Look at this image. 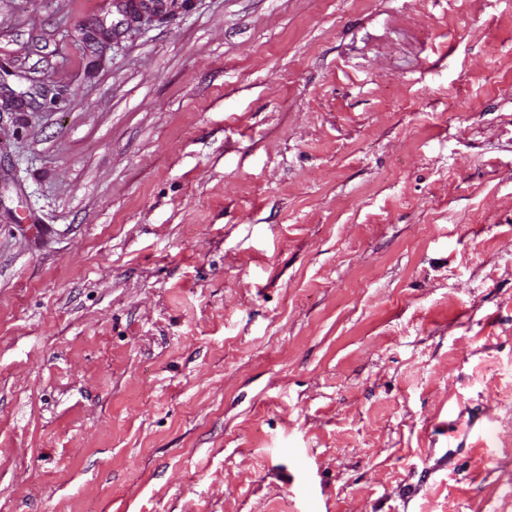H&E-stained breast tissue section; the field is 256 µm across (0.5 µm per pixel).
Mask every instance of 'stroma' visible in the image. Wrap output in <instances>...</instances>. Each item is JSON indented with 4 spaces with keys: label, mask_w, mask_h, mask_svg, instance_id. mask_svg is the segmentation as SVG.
I'll list each match as a JSON object with an SVG mask.
<instances>
[{
    "label": "stroma",
    "mask_w": 512,
    "mask_h": 512,
    "mask_svg": "<svg viewBox=\"0 0 512 512\" xmlns=\"http://www.w3.org/2000/svg\"><path fill=\"white\" fill-rule=\"evenodd\" d=\"M0 512H512V0H0Z\"/></svg>",
    "instance_id": "35a3bbf8"
}]
</instances>
